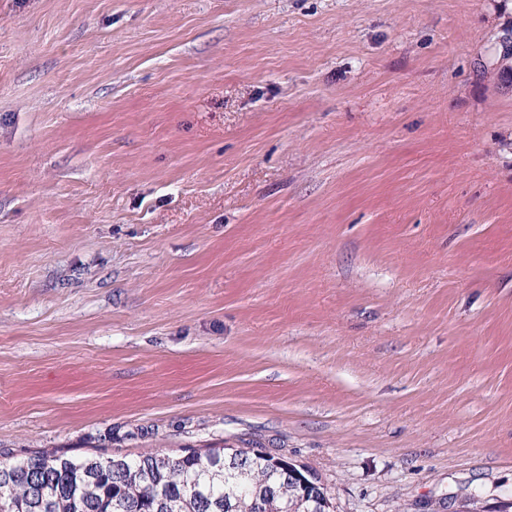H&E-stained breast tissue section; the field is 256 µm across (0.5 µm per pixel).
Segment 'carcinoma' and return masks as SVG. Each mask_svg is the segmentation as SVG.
Listing matches in <instances>:
<instances>
[{"instance_id": "carcinoma-1", "label": "carcinoma", "mask_w": 512, "mask_h": 512, "mask_svg": "<svg viewBox=\"0 0 512 512\" xmlns=\"http://www.w3.org/2000/svg\"><path fill=\"white\" fill-rule=\"evenodd\" d=\"M307 499L293 478L247 448H187L177 457L79 459L42 450L0 461V512H330L315 480Z\"/></svg>"}]
</instances>
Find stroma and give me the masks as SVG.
<instances>
[{
    "instance_id": "obj_1",
    "label": "stroma",
    "mask_w": 512,
    "mask_h": 512,
    "mask_svg": "<svg viewBox=\"0 0 512 512\" xmlns=\"http://www.w3.org/2000/svg\"><path fill=\"white\" fill-rule=\"evenodd\" d=\"M512 0H0V460L247 442L334 512H512Z\"/></svg>"
}]
</instances>
